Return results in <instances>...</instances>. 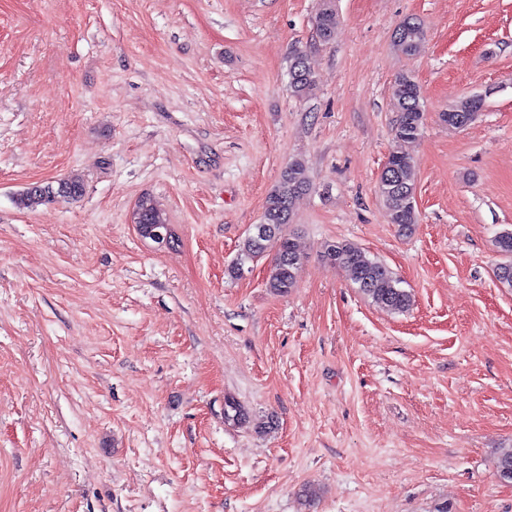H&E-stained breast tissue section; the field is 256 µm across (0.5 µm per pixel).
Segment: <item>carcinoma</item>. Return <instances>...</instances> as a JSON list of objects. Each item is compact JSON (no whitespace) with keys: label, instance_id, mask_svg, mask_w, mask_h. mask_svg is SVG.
<instances>
[{"label":"carcinoma","instance_id":"1","mask_svg":"<svg viewBox=\"0 0 512 512\" xmlns=\"http://www.w3.org/2000/svg\"><path fill=\"white\" fill-rule=\"evenodd\" d=\"M316 30L322 41L332 39L337 17L333 0H322L321 8L315 15ZM425 38L422 24L415 18L405 19L394 34V46L401 53L411 56ZM291 87L295 96L305 98L316 85L315 75L308 65L305 54L296 53L290 63ZM393 98L397 104V119L394 136L398 143L416 140L424 127L425 112L421 88L410 74L396 77ZM465 108L470 112L469 120H474L482 105H469L459 100L448 111L441 113V121L455 129L456 110ZM396 170L380 173L378 190L389 222L402 231H412L418 223L415 204V162L401 149L389 156ZM311 189L307 167L303 160L293 159L281 173L279 181L267 196L262 223L267 225L265 234L248 233L243 239L236 257L227 269L228 276L240 279L250 264L266 255H272L266 287L274 295H286L295 286V271L303 260L294 238L286 232V225L293 223V208L296 199ZM83 194V185L77 180H67L51 184H34L15 197L17 207L35 210L59 200H75ZM166 222L165 214L151 197L141 198L139 223L142 224V237H150L151 228ZM497 252L502 261L497 264V280L512 287V232L499 233L495 239ZM324 259L332 267L344 269L359 292L374 305L394 314L404 313L413 305L410 291L401 286L394 273L381 261L370 255L357 244L343 240L329 244L324 251Z\"/></svg>","mask_w":512,"mask_h":512}]
</instances>
